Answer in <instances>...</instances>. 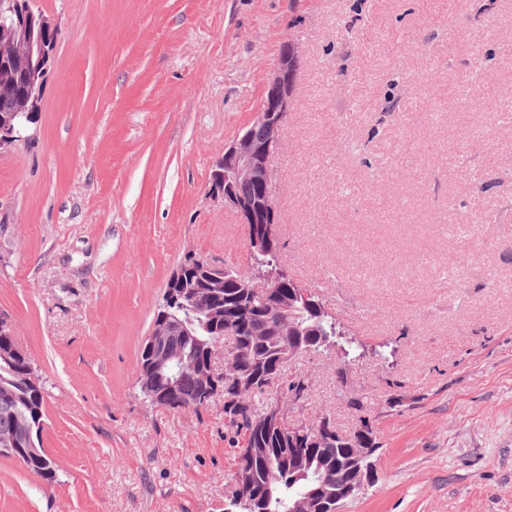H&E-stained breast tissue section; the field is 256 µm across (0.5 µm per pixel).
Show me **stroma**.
I'll return each instance as SVG.
<instances>
[{
  "label": "stroma",
  "mask_w": 512,
  "mask_h": 512,
  "mask_svg": "<svg viewBox=\"0 0 512 512\" xmlns=\"http://www.w3.org/2000/svg\"><path fill=\"white\" fill-rule=\"evenodd\" d=\"M33 4L59 34L36 123L0 150V314L58 470L0 456V512H224L223 398L151 405L138 357L186 257L249 270L209 176L288 40L283 260L366 350L342 377L329 353L292 362L298 415L369 417L380 444L341 512H512V0Z\"/></svg>",
  "instance_id": "obj_1"
}]
</instances>
